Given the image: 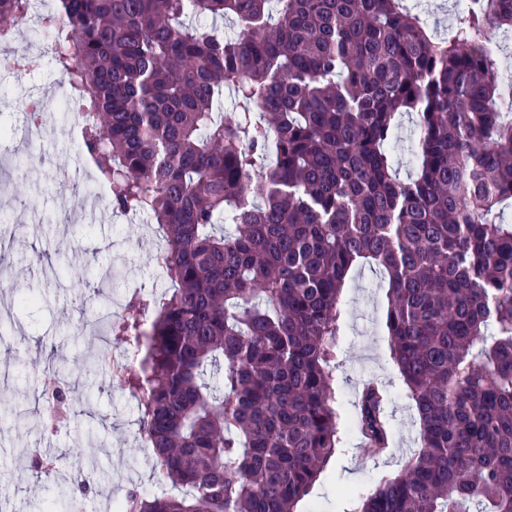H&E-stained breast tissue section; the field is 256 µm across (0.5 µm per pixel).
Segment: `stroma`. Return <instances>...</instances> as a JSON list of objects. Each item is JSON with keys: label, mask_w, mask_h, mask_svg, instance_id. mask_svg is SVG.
Returning <instances> with one entry per match:
<instances>
[{"label": "stroma", "mask_w": 512, "mask_h": 512, "mask_svg": "<svg viewBox=\"0 0 512 512\" xmlns=\"http://www.w3.org/2000/svg\"><path fill=\"white\" fill-rule=\"evenodd\" d=\"M59 82L49 67L0 90V121L6 123L17 121L22 100L32 93H42L53 103L46 130L34 145L39 163L0 173L8 183L0 190V213L9 215L12 233L9 257L0 266V305H9L8 323L14 328L0 348V423L7 425L0 430V512H38L47 485L70 486V463L78 456L87 461L92 487L84 500L86 512H111L113 497L135 485L154 496L175 492L172 485L158 482L153 450L141 443L136 399L115 373L93 370L98 354L121 353L123 344L93 342L77 334L89 293L112 290L100 278L104 264H122L124 295H159L170 289L167 278L154 276L153 255L161 243L158 227L149 216L113 212L105 198L96 203L105 222L64 223V216L74 214L77 200L57 187L65 180L83 181L87 173L74 141L60 134L61 111L54 104ZM387 288L386 277L369 266L355 267L349 274L334 376L337 405L346 421L356 410L363 383L378 379L389 384L393 420L388 446L380 457H370L361 449L358 432L343 426V447L295 512H353L378 478L400 472L419 447L417 416L404 395L384 327ZM22 293L31 297V304L18 303ZM44 354L71 369L74 407L90 405L96 417L75 415L55 430L39 431L44 408L32 395L42 369L31 361ZM33 447L64 462L48 480L35 478L29 470Z\"/></svg>", "instance_id": "1"}]
</instances>
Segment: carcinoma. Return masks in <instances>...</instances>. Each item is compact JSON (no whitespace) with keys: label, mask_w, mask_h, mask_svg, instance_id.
<instances>
[{"label":"carcinoma","mask_w":512,"mask_h":512,"mask_svg":"<svg viewBox=\"0 0 512 512\" xmlns=\"http://www.w3.org/2000/svg\"><path fill=\"white\" fill-rule=\"evenodd\" d=\"M30 0H0V36ZM59 0L51 58L112 210L160 224L165 294L99 319L145 354L123 384L159 475L123 512H294L341 447L331 364L350 270L388 277L385 328L420 448L359 512H512V0ZM229 22L233 35L224 31ZM239 113L224 118V90ZM417 115L415 175L390 142ZM388 391L357 427L386 447ZM90 490L59 489L62 510ZM418 3L422 15L439 32H444L454 21L448 11V0H410ZM420 1V2H419Z\"/></svg>","instance_id":"obj_1"}]
</instances>
